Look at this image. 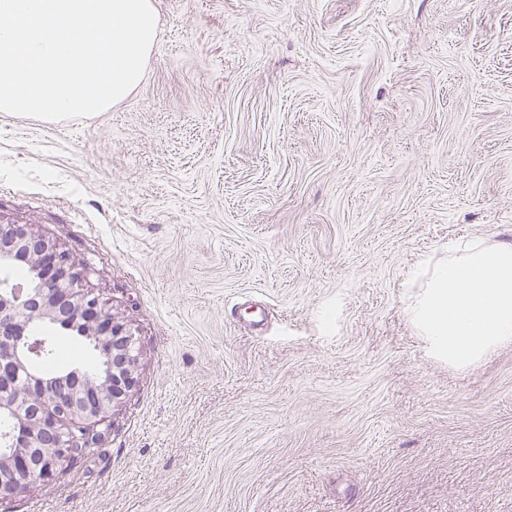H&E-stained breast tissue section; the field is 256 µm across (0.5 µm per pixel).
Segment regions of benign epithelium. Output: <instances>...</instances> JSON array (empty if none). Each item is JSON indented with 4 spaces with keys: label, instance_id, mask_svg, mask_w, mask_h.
I'll return each mask as SVG.
<instances>
[{
    "label": "benign epithelium",
    "instance_id": "1",
    "mask_svg": "<svg viewBox=\"0 0 512 512\" xmlns=\"http://www.w3.org/2000/svg\"><path fill=\"white\" fill-rule=\"evenodd\" d=\"M28 270L26 286L9 271ZM89 271L27 224L0 225V500L46 485L70 461L79 438H92L136 384L131 327L85 288ZM77 332L105 362L96 373L43 376L38 357L52 343L35 324Z\"/></svg>",
    "mask_w": 512,
    "mask_h": 512
}]
</instances>
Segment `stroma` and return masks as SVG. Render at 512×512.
<instances>
[{"label":"stroma","instance_id":"35a3bbf8","mask_svg":"<svg viewBox=\"0 0 512 512\" xmlns=\"http://www.w3.org/2000/svg\"><path fill=\"white\" fill-rule=\"evenodd\" d=\"M154 6L124 101L0 112V220L139 359L8 512H512V344L457 370L404 312L424 259L512 243V0Z\"/></svg>","mask_w":512,"mask_h":512}]
</instances>
